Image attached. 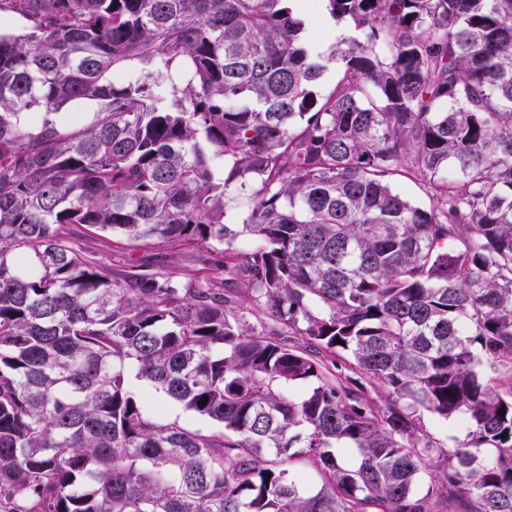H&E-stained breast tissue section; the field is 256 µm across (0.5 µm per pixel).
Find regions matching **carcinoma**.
<instances>
[{
	"label": "carcinoma",
	"instance_id": "carcinoma-1",
	"mask_svg": "<svg viewBox=\"0 0 512 512\" xmlns=\"http://www.w3.org/2000/svg\"><path fill=\"white\" fill-rule=\"evenodd\" d=\"M291 2L0 0V512H512V0H324L361 36L326 96ZM74 224L217 241L239 291L118 279ZM129 379L133 389L148 400L151 406H155L162 418L168 421H180L192 428H205L213 431H221L222 428L213 422L194 416L186 412L182 405L169 399L161 390L157 389L146 380L136 377V369L129 368ZM423 423L428 432L440 443L443 450H447L448 446L452 447L455 440L463 438L466 427L461 420H442L425 414L423 416Z\"/></svg>",
	"mask_w": 512,
	"mask_h": 512
}]
</instances>
